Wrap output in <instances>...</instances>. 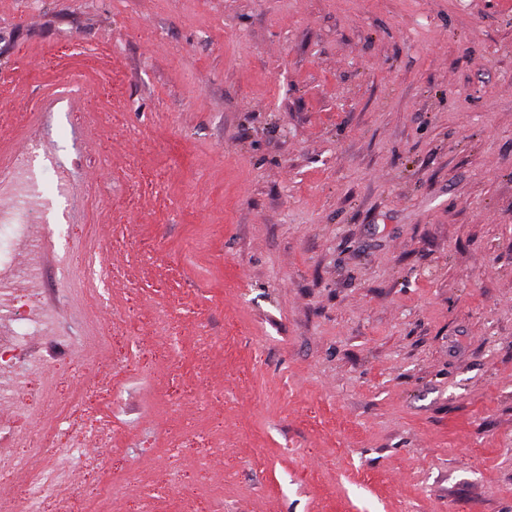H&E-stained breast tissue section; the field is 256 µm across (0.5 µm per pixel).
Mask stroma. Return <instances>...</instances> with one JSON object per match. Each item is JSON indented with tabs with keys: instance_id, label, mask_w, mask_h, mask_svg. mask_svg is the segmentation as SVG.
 I'll return each instance as SVG.
<instances>
[{
	"instance_id": "1",
	"label": "stroma",
	"mask_w": 512,
	"mask_h": 512,
	"mask_svg": "<svg viewBox=\"0 0 512 512\" xmlns=\"http://www.w3.org/2000/svg\"><path fill=\"white\" fill-rule=\"evenodd\" d=\"M24 155L79 512H512V0H0Z\"/></svg>"
}]
</instances>
